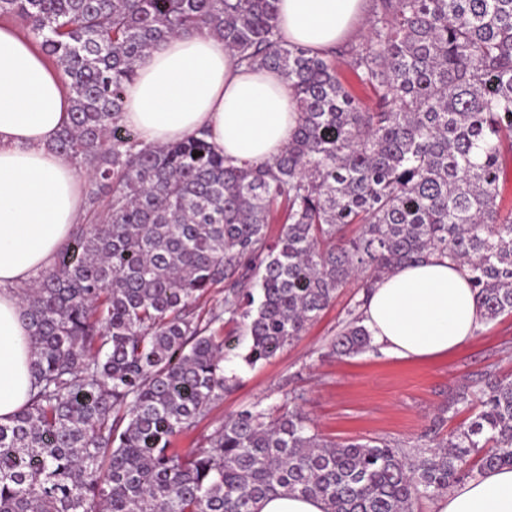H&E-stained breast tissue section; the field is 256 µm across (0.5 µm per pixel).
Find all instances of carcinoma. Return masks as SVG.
Here are the masks:
<instances>
[{
    "instance_id": "1",
    "label": "carcinoma",
    "mask_w": 512,
    "mask_h": 512,
    "mask_svg": "<svg viewBox=\"0 0 512 512\" xmlns=\"http://www.w3.org/2000/svg\"><path fill=\"white\" fill-rule=\"evenodd\" d=\"M4 17L67 78L71 119L53 149L90 177L84 222L16 288L34 384L0 422V512H257L282 494L325 512H412L470 475L473 455L512 466V378L494 376L448 399L437 427L460 405L479 410L415 457L326 440L300 411L259 404L174 447L229 381L226 319H246L238 357L253 367L340 289L367 292L435 253L467 272L484 321L512 314V207L499 190L512 0H372L369 35L348 51L372 107L345 87L336 54L281 40L277 0H0ZM203 28L294 92L298 125L274 160L227 164L203 132L146 146L121 123L139 62ZM219 287L222 309L196 314ZM330 348H374L359 307Z\"/></svg>"
}]
</instances>
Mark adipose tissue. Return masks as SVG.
<instances>
[{
	"label": "adipose tissue",
	"instance_id": "ef3b65f1",
	"mask_svg": "<svg viewBox=\"0 0 512 512\" xmlns=\"http://www.w3.org/2000/svg\"><path fill=\"white\" fill-rule=\"evenodd\" d=\"M285 41L316 53L363 26L365 0H279ZM70 119L60 70L35 42L0 24V422L32 384L27 323L13 289L49 268L82 216L81 181L52 148ZM157 145L197 131L238 165L278 156L295 130L297 102L274 70L235 65L208 30L158 43L125 89L121 114ZM381 351L434 359L471 341L483 320L467 276L437 255L379 280L361 308ZM427 512H512V467L478 470L429 502Z\"/></svg>",
	"mask_w": 512,
	"mask_h": 512
}]
</instances>
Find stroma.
<instances>
[{
  "instance_id": "stroma-1",
  "label": "stroma",
  "mask_w": 512,
  "mask_h": 512,
  "mask_svg": "<svg viewBox=\"0 0 512 512\" xmlns=\"http://www.w3.org/2000/svg\"><path fill=\"white\" fill-rule=\"evenodd\" d=\"M359 298L356 288L341 289L303 336L268 361L252 368L236 357L226 362L235 384L195 432L179 437L178 447H192L255 402L275 407L294 396L326 438L386 441L408 450L427 443L433 415L458 388L486 372L512 377V315L484 323L469 343L431 360L404 362L378 349L330 355L331 339Z\"/></svg>"
}]
</instances>
